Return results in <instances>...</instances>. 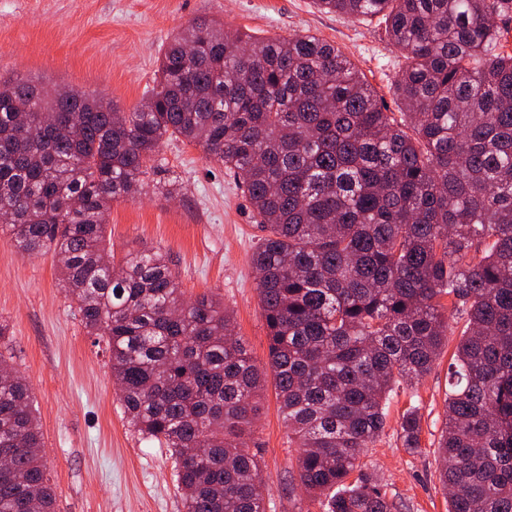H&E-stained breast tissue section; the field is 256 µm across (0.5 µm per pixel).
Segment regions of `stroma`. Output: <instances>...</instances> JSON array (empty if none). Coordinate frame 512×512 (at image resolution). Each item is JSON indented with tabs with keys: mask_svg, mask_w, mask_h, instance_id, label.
Returning a JSON list of instances; mask_svg holds the SVG:
<instances>
[{
	"mask_svg": "<svg viewBox=\"0 0 512 512\" xmlns=\"http://www.w3.org/2000/svg\"><path fill=\"white\" fill-rule=\"evenodd\" d=\"M198 18L257 38H322L354 64L385 111L402 110L392 82L404 59L382 20L324 13L313 0H0V78H31L127 110L156 85L171 36ZM157 177L176 181L177 191L151 189L113 203L106 238L115 256L167 254L186 297L223 303L256 362L266 363L267 328L251 266L260 232L248 201L224 167L178 140L161 147ZM0 327V353L11 357L32 393L57 512H185L169 450L129 423L106 345L84 329L53 255L24 254L1 227ZM459 339L449 334L419 383L395 388L385 432L364 457L405 512H448L436 446ZM411 407L421 417L414 450L399 437V419ZM257 427L251 449L261 458L267 512H310L275 389L265 393Z\"/></svg>",
	"mask_w": 512,
	"mask_h": 512,
	"instance_id": "stroma-1",
	"label": "stroma"
}]
</instances>
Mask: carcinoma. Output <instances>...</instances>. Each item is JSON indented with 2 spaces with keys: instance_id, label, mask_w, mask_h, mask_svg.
Here are the masks:
<instances>
[{
  "instance_id": "obj_1",
  "label": "carcinoma",
  "mask_w": 512,
  "mask_h": 512,
  "mask_svg": "<svg viewBox=\"0 0 512 512\" xmlns=\"http://www.w3.org/2000/svg\"><path fill=\"white\" fill-rule=\"evenodd\" d=\"M316 5L385 20L400 116L316 36L194 21L128 111L0 79V222L22 252H54L129 423L170 449L185 512H266L249 442L269 373L322 512H401L363 457L457 319L439 481L448 512H512V53L491 52L512 0ZM170 140L233 173L263 232L266 370L223 304L183 299L167 256L116 263L105 244V213L143 193ZM399 427L420 447L416 409ZM0 512H56L29 385L1 354Z\"/></svg>"
}]
</instances>
